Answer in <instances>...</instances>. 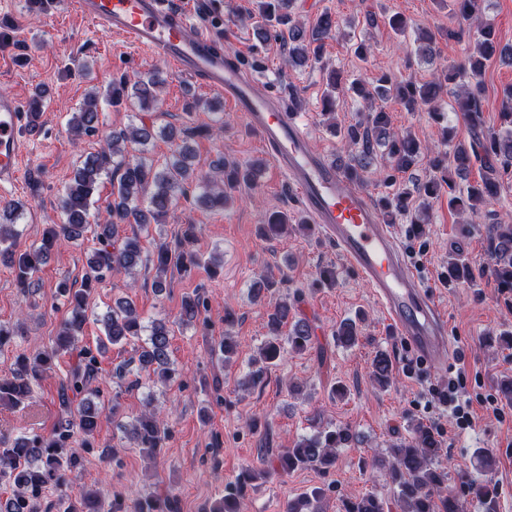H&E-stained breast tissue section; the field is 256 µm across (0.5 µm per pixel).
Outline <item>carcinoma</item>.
I'll list each match as a JSON object with an SVG mask.
<instances>
[{"label":"carcinoma","instance_id":"1","mask_svg":"<svg viewBox=\"0 0 512 512\" xmlns=\"http://www.w3.org/2000/svg\"><path fill=\"white\" fill-rule=\"evenodd\" d=\"M456 16L462 24L476 25V54L461 68L452 65L442 68L430 82L418 85L383 73L375 79L371 91L361 80L350 82L341 71L331 72L322 116L336 120V96L346 91L370 102L363 121L348 126L332 125L333 133L350 150L345 169L358 181H364L365 173L369 172L377 184L389 188L396 182V175L410 170L422 156L432 154L431 166L437 175L419 192L421 201L415 208L409 206L411 192L407 188L381 198L382 220L386 224L394 223L398 215L409 212L412 213L411 223H425L431 201L439 198L444 184L448 185V209L461 217L462 223L470 224L482 209L500 196L505 187L504 177L512 172V87L504 90L501 103L503 128L492 130L468 145L455 141V135L447 133L439 145L425 146L407 130L394 131L390 113L384 106L375 105L377 99L392 100L406 112L424 110L435 114L442 85L466 75L468 83L457 99L458 111L471 129L483 127L480 95L485 62L497 57L511 63L512 47L501 45L494 27L479 20L476 0H456ZM250 18L254 20L257 40L264 42L273 36L288 43L286 63L292 68L305 66L312 59L319 60L320 42L338 26L331 16L323 14L311 34H306V27L292 12V0H255ZM167 80V74L159 69L133 81L121 77L112 81L106 96L113 103L124 100L133 108L149 107L155 112L159 109L158 93ZM100 123L98 98L94 96L72 113L69 130L75 137L93 135L99 131ZM197 134L196 128H184L177 134L168 125L157 127L155 122L148 123L141 118L124 130L104 136V145L85 157L65 185L60 198V223L49 225L40 242L22 251L15 250L19 205L13 202L0 209V262L13 267L17 287L25 294L34 286L36 275L58 245L82 240L89 232L98 244L87 258L82 287L75 289L66 282L57 286V296L66 302L68 312L50 347L32 356H18L9 373L0 377V405L28 406L34 399L33 383L53 369L59 355L79 349V362L60 381L58 399L62 415L52 431L46 436L20 437L12 442L0 437V483L12 490L10 498L0 503V512H36L37 502L48 489L55 490L57 497L49 501L46 512H124L119 500L107 502L85 489L75 497L68 492L70 474L83 460L81 449L73 447L74 437L81 436L82 445L90 446V438L100 423V405L91 397H100L99 389L92 384L100 370L98 355L106 349V344L115 345L129 337L144 338L137 357L140 368L153 370L156 379L162 382L174 379L175 371L169 367L172 323L164 318L146 322L133 301L119 298L101 319L105 339L99 340L96 349L78 348L79 336L83 333L87 298L93 285L115 274L132 278L143 264L140 236L121 234L125 225L138 224L144 229L151 224L164 223L191 186L198 190L197 202L213 209L224 206L240 186L256 182L258 168L252 164L222 162L212 173L198 172L192 163L194 155L189 145V140ZM158 138L170 142L180 139L160 166L149 155L150 146ZM382 146L385 159L376 167L374 162ZM474 159L483 168L481 181L463 190L448 179L445 163L453 161L454 172L460 177L468 172ZM104 175L112 176V203L101 215L92 212L91 195ZM290 223L288 214L275 212L261 225L260 231L265 236H277L288 230ZM194 230L195 225L189 224L179 242L156 246L155 291L166 288L169 274L185 272L197 263L196 256L186 248ZM487 242L488 250L495 257L492 276L497 287L512 292V225H492ZM448 272L455 280L463 282H470L479 275V269L460 256L449 258ZM207 306V298L202 295L187 297L177 322L188 324L197 320ZM293 307L285 297L268 312L270 336L252 362L249 383L259 382L266 371L276 365L285 349L302 352L311 344L313 329L304 319L294 321L287 342L279 338L280 329L288 323ZM333 336L344 345L352 346L359 340L361 330L356 322L348 320L336 327ZM392 375L391 358L384 352L377 354L372 362L375 383L384 388ZM126 433L135 447L154 459L169 438L170 429L147 405ZM351 438L347 427L323 428L283 449L278 456V469L288 472L310 468L326 472L335 465L338 450L346 447ZM443 452L434 432L422 424L416 425L410 439L388 449L391 460H386L382 453L375 457L385 481L396 489L394 502L377 494L346 498L343 512H392L394 508L399 512H463L461 497L448 489V472L439 464ZM258 474L264 476L266 472L252 467L244 469L237 481L224 489V497L214 503L211 512H242L244 490ZM462 484L467 494L485 506L486 512H494L497 492L489 482L465 479ZM324 498L323 488H313L288 500L285 512H322ZM134 512H178L177 501L142 496L135 501Z\"/></svg>","mask_w":512,"mask_h":512}]
</instances>
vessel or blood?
<instances>
[{
    "label": "vessel or blood",
    "instance_id": "1",
    "mask_svg": "<svg viewBox=\"0 0 512 512\" xmlns=\"http://www.w3.org/2000/svg\"><path fill=\"white\" fill-rule=\"evenodd\" d=\"M75 8L102 31L127 37L179 74L201 77L223 94L257 132L304 211L369 285L391 331L424 358L447 363L452 351L447 318L406 259L393 226L382 223L377 204L337 164L309 149L307 128L278 95L225 65L215 34L192 25L177 0H75ZM25 120L22 100L0 94L1 187L22 176Z\"/></svg>",
    "mask_w": 512,
    "mask_h": 512
}]
</instances>
